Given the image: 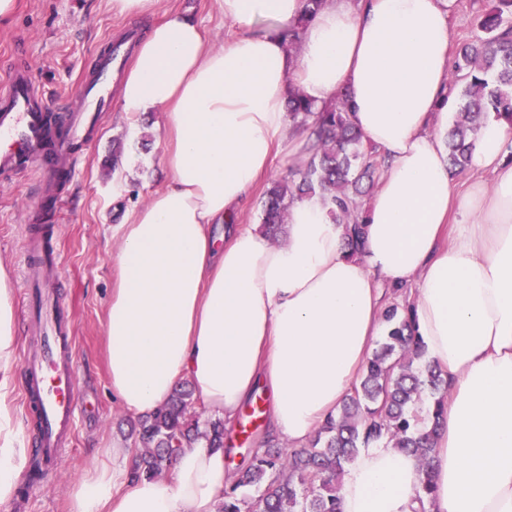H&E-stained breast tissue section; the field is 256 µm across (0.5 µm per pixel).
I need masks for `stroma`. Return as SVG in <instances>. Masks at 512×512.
Wrapping results in <instances>:
<instances>
[{"mask_svg":"<svg viewBox=\"0 0 512 512\" xmlns=\"http://www.w3.org/2000/svg\"><path fill=\"white\" fill-rule=\"evenodd\" d=\"M487 0H456L450 20V48L482 37L480 10ZM160 10L191 16L221 48L226 27L213 0H160ZM146 18H118L106 0H18L17 12L0 24V66L31 69L52 108L74 102L77 78L92 67L109 41L141 37ZM103 131L86 150L70 204L56 227L62 252L55 287L74 316L75 381L79 415L56 475L37 483L19 476L24 494L0 512H67L70 488L98 465L111 462L116 448H132L138 417L112 394L107 373L106 312L118 278L121 229L133 207L146 204L169 174L162 162L163 113L130 119L117 108L102 117ZM34 175H0V267L20 275L22 244L46 217L35 194Z\"/></svg>","mask_w":512,"mask_h":512,"instance_id":"obj_1","label":"stroma"}]
</instances>
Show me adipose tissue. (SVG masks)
Here are the masks:
<instances>
[{"instance_id":"obj_1","label":"adipose tissue","mask_w":512,"mask_h":512,"mask_svg":"<svg viewBox=\"0 0 512 512\" xmlns=\"http://www.w3.org/2000/svg\"><path fill=\"white\" fill-rule=\"evenodd\" d=\"M214 2L234 27L222 49L171 12L117 77L121 112H164L171 180L121 226L106 313L113 394L147 416L187 380L229 425L262 384L271 428L303 447L363 372L389 287L413 302L426 358L448 379L434 491L417 501L418 457L379 444L348 467L341 512H512V123L482 124L474 176L457 191L444 146L455 0H327L295 54L278 28L304 0ZM258 20L269 28L254 29ZM292 91L320 105L347 93L352 124L387 159L362 209V256L346 253L344 225L316 197L290 206L275 244L237 222L286 138ZM12 294L0 268V504L25 454L7 405ZM125 459L113 449L111 464L75 484L69 512H218L224 449H183L169 478H131Z\"/></svg>"}]
</instances>
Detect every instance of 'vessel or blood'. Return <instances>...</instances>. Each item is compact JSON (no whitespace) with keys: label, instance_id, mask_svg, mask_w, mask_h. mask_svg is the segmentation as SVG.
<instances>
[{"label":"vessel or blood","instance_id":"obj_1","mask_svg":"<svg viewBox=\"0 0 512 512\" xmlns=\"http://www.w3.org/2000/svg\"><path fill=\"white\" fill-rule=\"evenodd\" d=\"M127 51L111 46L80 85V102L65 111L60 131L49 130V108L42 86L28 70H10L0 82V169L26 166L44 184L52 211L68 203L67 186L76 175L86 148L102 130L101 116L112 100V75L121 70ZM20 288L33 313L43 343L24 352L25 401L40 416L39 446L49 467H57L68 445L78 406L73 378L72 319L47 283L59 263V247L51 233L28 237L23 247Z\"/></svg>","mask_w":512,"mask_h":512}]
</instances>
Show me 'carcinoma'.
Wrapping results in <instances>:
<instances>
[{"label": "carcinoma", "mask_w": 512, "mask_h": 512, "mask_svg": "<svg viewBox=\"0 0 512 512\" xmlns=\"http://www.w3.org/2000/svg\"><path fill=\"white\" fill-rule=\"evenodd\" d=\"M325 0H305L302 17L284 32L288 49ZM485 37L465 46L455 62L448 93H456V118L446 134L448 164L463 170L481 124L491 116L512 122V0H494L484 13ZM288 118L307 131V163L275 174L265 193L261 224L278 242L288 210L297 200L319 197L329 219L343 224L349 254L363 253L361 199L378 187L385 157L365 145L349 120L342 94L319 106L299 94L287 102ZM413 304L389 305L383 317L387 334L366 369L343 400L302 448L285 449L272 434L255 449L250 463L224 487L219 512H339L342 476L361 451L378 443L407 450L421 461L418 500L431 491L434 438L448 388L441 370L423 361L424 348L410 320ZM130 465L134 478H154L169 469L184 448L202 441L224 445V421L200 418L194 392L177 389L135 430Z\"/></svg>", "instance_id": "carcinoma-1"}]
</instances>
